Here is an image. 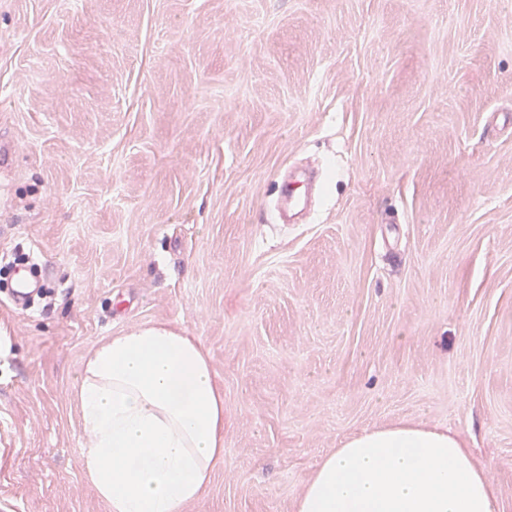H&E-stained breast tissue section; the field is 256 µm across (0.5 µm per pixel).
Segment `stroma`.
<instances>
[{"label": "stroma", "instance_id": "obj_1", "mask_svg": "<svg viewBox=\"0 0 512 512\" xmlns=\"http://www.w3.org/2000/svg\"><path fill=\"white\" fill-rule=\"evenodd\" d=\"M321 170L309 216L272 208ZM0 512H109L101 340L205 345L224 459L184 512H294L364 429L463 439L512 512V0H0Z\"/></svg>", "mask_w": 512, "mask_h": 512}]
</instances>
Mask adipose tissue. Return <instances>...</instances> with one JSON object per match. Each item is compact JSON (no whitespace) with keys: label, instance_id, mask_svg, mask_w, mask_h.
<instances>
[{"label":"adipose tissue","instance_id":"obj_1","mask_svg":"<svg viewBox=\"0 0 512 512\" xmlns=\"http://www.w3.org/2000/svg\"><path fill=\"white\" fill-rule=\"evenodd\" d=\"M75 399L84 471L111 512H183L224 457V395L201 340L163 323L108 337L85 358ZM295 512H502L456 435L400 421L325 454Z\"/></svg>","mask_w":512,"mask_h":512}]
</instances>
